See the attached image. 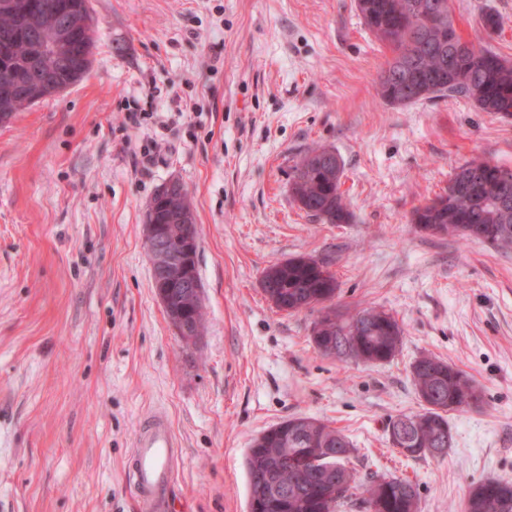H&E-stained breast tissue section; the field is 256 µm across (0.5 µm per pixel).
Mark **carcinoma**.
Here are the masks:
<instances>
[{
	"label": "carcinoma",
	"instance_id": "1",
	"mask_svg": "<svg viewBox=\"0 0 512 512\" xmlns=\"http://www.w3.org/2000/svg\"><path fill=\"white\" fill-rule=\"evenodd\" d=\"M0 36L35 28L49 33L56 21L58 0H0ZM356 9L367 29L387 48L392 57L382 71L392 77L378 78L381 98L393 106H408L422 100L461 96L480 112L512 116V60L457 38L455 67L448 68V22L423 26L415 32L409 19L434 12L450 17L448 0H356ZM28 33L12 40L8 55L0 58V88L13 84L27 61ZM28 108L16 96L0 106V124H8ZM505 168L486 161H468L454 169L443 193L413 208L412 223L434 234H455L480 240L494 249H512V206L502 209L495 200L512 201V182L501 183L498 174ZM342 168L326 161L319 150L304 155L291 183L293 200L310 217L327 224H348L352 213L341 192ZM181 195L172 193L159 200L147 222L169 224L170 217L183 207ZM310 256H298L270 265L261 280L268 300L280 311L298 313L311 308L316 298H334L336 278L316 271ZM369 326L351 335L352 317L333 316L320 329L313 330V342L324 356L349 357L366 363L393 359L402 344V329L384 311L364 309ZM412 382L424 410L400 414L389 421L402 426L403 436L391 442L406 458H424V449L435 442L436 433H453L448 411L461 409V396L474 389L465 374L431 355L417 358L411 366ZM310 433L321 439L319 447L338 454L334 465L341 493L327 498L322 493L326 477L323 465H308L302 471H283L274 459L294 450L291 430ZM274 436L258 451L251 447L246 457L249 498L261 496V512H341L355 506L368 512L375 499L384 501L383 512H418L416 485L399 476L360 478L344 461L356 452L349 437L340 429L311 417L294 416L272 427ZM464 512H512V482L486 479L471 488Z\"/></svg>",
	"mask_w": 512,
	"mask_h": 512
}]
</instances>
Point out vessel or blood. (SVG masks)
Instances as JSON below:
<instances>
[{
    "label": "vessel or blood",
    "instance_id": "1",
    "mask_svg": "<svg viewBox=\"0 0 512 512\" xmlns=\"http://www.w3.org/2000/svg\"><path fill=\"white\" fill-rule=\"evenodd\" d=\"M182 443L167 414L155 410L133 440L127 469L144 512H172V489Z\"/></svg>",
    "mask_w": 512,
    "mask_h": 512
}]
</instances>
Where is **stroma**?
<instances>
[{
  "instance_id": "obj_1",
  "label": "stroma",
  "mask_w": 512,
  "mask_h": 512,
  "mask_svg": "<svg viewBox=\"0 0 512 512\" xmlns=\"http://www.w3.org/2000/svg\"><path fill=\"white\" fill-rule=\"evenodd\" d=\"M91 69L0 125V512H141L125 474L164 408L183 442L176 512H248L253 439L293 416L353 442L360 475L417 484L418 512H462L471 485L512 482V250L411 222L473 159L512 168V116L447 97L391 106L390 50L355 0H90ZM458 34L512 59V0H449ZM500 28L487 37L482 18ZM326 147L353 220L309 219L294 169ZM188 191L206 317L184 343L158 300L143 227L165 183ZM326 262L338 313L402 329L387 363L325 357L317 312L277 310L270 265ZM430 354L483 395L449 412L442 458L392 451L422 405Z\"/></svg>"
}]
</instances>
